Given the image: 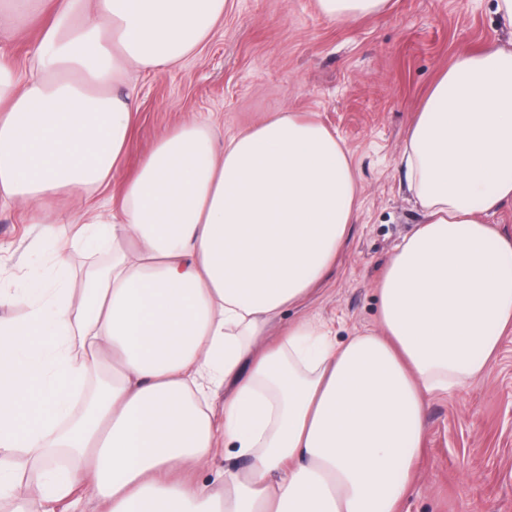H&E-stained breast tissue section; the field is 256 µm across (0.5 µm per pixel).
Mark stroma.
Masks as SVG:
<instances>
[{
  "mask_svg": "<svg viewBox=\"0 0 512 512\" xmlns=\"http://www.w3.org/2000/svg\"><path fill=\"white\" fill-rule=\"evenodd\" d=\"M493 2L392 0L383 14L337 24L315 0H225L221 23L179 68L128 75L140 113L122 173L192 117L227 135L276 112L335 130L352 159L358 220L335 265L271 333L308 317L340 341L375 328L377 279L422 220L399 165L408 126L457 55L507 39ZM37 233L23 209L0 213V281L23 288L42 273ZM423 447L398 512H512V335L481 380L428 397Z\"/></svg>",
  "mask_w": 512,
  "mask_h": 512,
  "instance_id": "stroma-1",
  "label": "stroma"
}]
</instances>
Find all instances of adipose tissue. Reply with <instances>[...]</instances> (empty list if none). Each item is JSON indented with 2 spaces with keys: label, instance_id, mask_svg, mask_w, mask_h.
I'll list each match as a JSON object with an SVG mask.
<instances>
[{
  "label": "adipose tissue",
  "instance_id": "1",
  "mask_svg": "<svg viewBox=\"0 0 512 512\" xmlns=\"http://www.w3.org/2000/svg\"><path fill=\"white\" fill-rule=\"evenodd\" d=\"M0 0L39 26L27 70L0 51V208L38 224L50 273L1 288L0 507L89 498L96 512H397L426 396L482 378L512 334V42L456 57L400 164L423 222L376 283L378 326L336 341L271 321L325 277L356 219L335 132L280 112L217 138L161 136L117 206L47 210L120 171L129 71L172 70L224 0ZM343 23L389 0H315ZM67 225L60 233L59 225ZM94 256L82 278L67 257ZM231 452L245 469L199 480Z\"/></svg>",
  "mask_w": 512,
  "mask_h": 512
}]
</instances>
